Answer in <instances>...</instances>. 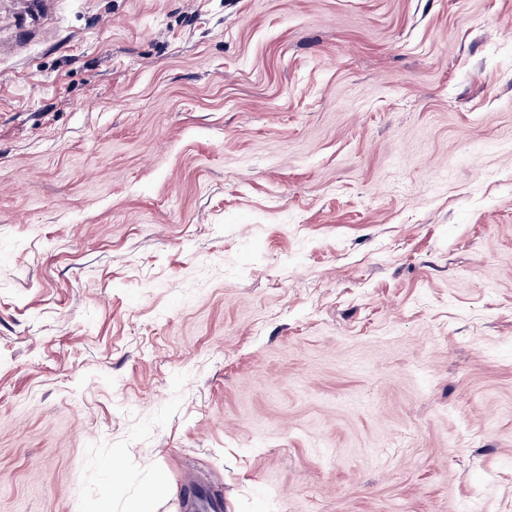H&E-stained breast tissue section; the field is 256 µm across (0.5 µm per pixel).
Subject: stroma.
<instances>
[{"mask_svg":"<svg viewBox=\"0 0 512 512\" xmlns=\"http://www.w3.org/2000/svg\"><path fill=\"white\" fill-rule=\"evenodd\" d=\"M48 4L0 63V512H512V0Z\"/></svg>","mask_w":512,"mask_h":512,"instance_id":"obj_1","label":"stroma"}]
</instances>
